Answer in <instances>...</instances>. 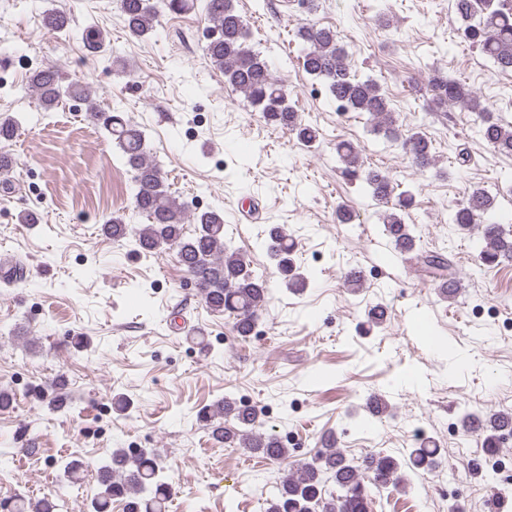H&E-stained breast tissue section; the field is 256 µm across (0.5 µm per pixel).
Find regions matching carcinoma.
<instances>
[{"instance_id":"1","label":"carcinoma","mask_w":512,"mask_h":512,"mask_svg":"<svg viewBox=\"0 0 512 512\" xmlns=\"http://www.w3.org/2000/svg\"><path fill=\"white\" fill-rule=\"evenodd\" d=\"M119 7L127 30L137 37L152 34L166 12L201 10L209 23L205 55L224 72L226 82L245 95L267 124L287 130L307 147L319 141V129L303 121L288 101L282 82L249 45L248 29L233 0H119ZM454 8L461 20V38L485 55L497 70L511 71L512 7L505 0H454ZM43 26L61 32L69 29L70 21L64 12L50 10L43 16ZM294 37L301 47L304 71L323 84L336 111L368 113L374 130L385 140L400 143L417 168L424 170L432 165V142L419 132H399L391 118L387 91L374 78L357 77L335 30L299 22ZM29 88L45 111L57 108L65 100L86 104V111L115 138L125 164L134 170L132 205L146 223L135 227L114 218L105 225L112 239L130 237L147 253L175 252L184 273L199 290L205 308L228 316L240 338L250 337L258 314L269 302L270 289L266 277L252 269L247 255L224 242L223 213L215 209L192 212L180 197L169 192L160 165L147 154L144 132L119 116L98 109L94 101L96 89L85 80L75 78L65 84L56 69L43 68L31 73ZM427 90L434 111L446 112L450 106H459L474 113L482 139L496 153L512 155V125L495 116L468 84L434 69L428 77ZM336 154L345 171L360 178L374 200L391 204V210L383 215V224L394 247L416 253L421 268L435 283L461 288L460 278L443 254L418 249L414 231L402 217L414 204L413 194L406 191L393 195L389 175L364 167L360 150L352 142L337 141ZM494 209L495 197L479 185L448 209V223L459 233L477 232V255L486 266L512 260V233L492 220ZM188 224L195 225L191 234L186 232ZM265 246L288 288L295 292L306 289L309 278L292 259L293 238L281 228L272 227ZM34 397L53 411H65L71 404L64 392L54 394L47 387L37 389ZM260 414L255 406L226 396L221 402L201 408L197 418L213 426L215 438L224 445L244 448L272 462L287 463L275 492L266 499L265 512H370L372 491L405 486L410 470L432 474L443 457L442 449L424 443L411 449L404 463L381 453L354 461L337 448L336 438L329 435L314 457L293 460L287 444L262 429ZM228 421L232 425H226ZM460 423L465 432L483 436L485 458L478 461L475 470L487 473L486 459L497 455L504 435H512V414L484 417L466 410ZM164 470L163 460L150 448L134 453L126 448L112 449L109 460L97 468L101 492L89 509L112 512V501L123 499L126 512H166L173 492L172 485L165 481ZM87 471L88 466L79 459H72L63 467L65 480L71 485L81 483ZM57 507L49 499L32 502L17 497L11 500L10 512H57Z\"/></svg>"}]
</instances>
